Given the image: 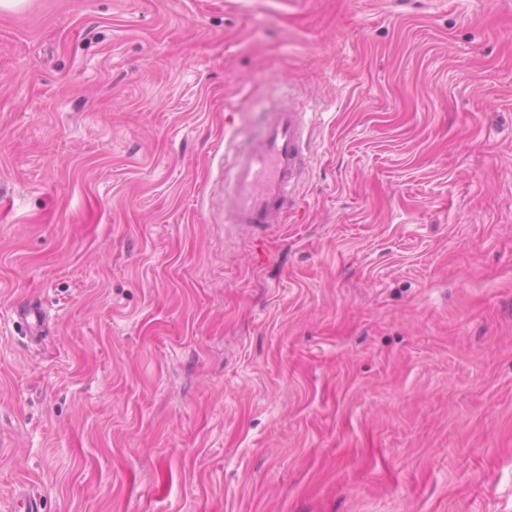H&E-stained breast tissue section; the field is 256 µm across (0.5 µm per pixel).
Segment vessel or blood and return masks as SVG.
Wrapping results in <instances>:
<instances>
[{
    "label": "vessel or blood",
    "instance_id": "b4317fda",
    "mask_svg": "<svg viewBox=\"0 0 512 512\" xmlns=\"http://www.w3.org/2000/svg\"><path fill=\"white\" fill-rule=\"evenodd\" d=\"M315 121V112L291 102L267 112L260 132L235 145L224 164L225 223L258 231L287 223L310 173Z\"/></svg>",
    "mask_w": 512,
    "mask_h": 512
}]
</instances>
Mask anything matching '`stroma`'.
Masks as SVG:
<instances>
[{"instance_id": "1", "label": "stroma", "mask_w": 512, "mask_h": 512, "mask_svg": "<svg viewBox=\"0 0 512 512\" xmlns=\"http://www.w3.org/2000/svg\"><path fill=\"white\" fill-rule=\"evenodd\" d=\"M289 87L301 208L227 230L224 155ZM21 488L512 512V0L0 10V512Z\"/></svg>"}]
</instances>
